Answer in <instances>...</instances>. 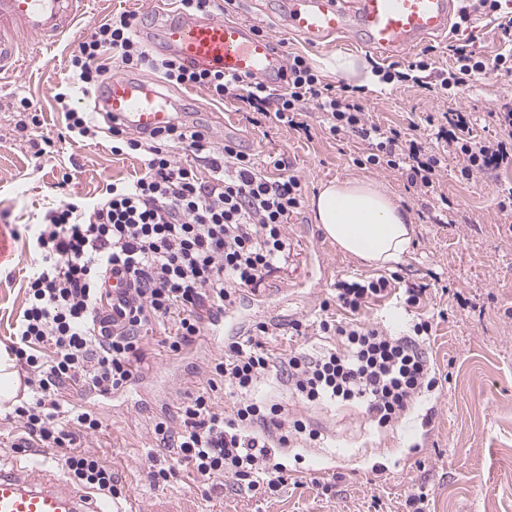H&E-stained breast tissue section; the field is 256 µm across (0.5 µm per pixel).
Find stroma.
I'll return each instance as SVG.
<instances>
[{"instance_id":"obj_1","label":"stroma","mask_w":512,"mask_h":512,"mask_svg":"<svg viewBox=\"0 0 512 512\" xmlns=\"http://www.w3.org/2000/svg\"><path fill=\"white\" fill-rule=\"evenodd\" d=\"M92 9L57 48L32 52L20 70L0 73V348L11 346L24 303L32 262L30 226L63 200L100 197L107 184L130 182L143 173L136 156L112 154L108 132L81 145L69 140L55 107L53 95L71 80L69 55L80 39L112 13L140 14L144 5L142 0H93ZM230 15L273 36L279 52L304 56L325 82L343 80L331 67L336 56L354 57L371 74L369 117L385 127L405 129L413 120L448 110L512 107V76L492 69L457 97L446 98L383 83L378 71L389 63L366 49L342 40L313 47L284 34L277 21L260 13L256 0H238ZM138 78L180 101L185 122L199 126L214 145L231 139L257 157L287 158L306 195H315L330 180L366 178L400 198L413 215L415 238L412 253L395 268V285L425 284L429 291L422 308L405 310L391 297L365 317L394 334L408 332L418 319L433 318L427 353L438 385L393 427L380 429L360 405H306L290 397L281 379L268 378L254 397L287 403L322 434L317 446L301 443L280 451L287 483L275 494L253 496L230 477L207 486L182 473L159 487L151 472L166 452L156 445L154 425L176 420L173 406L205 386L198 368L223 354L224 346L203 340L186 358L175 360L156 332L146 346L139 386L108 401L71 393V403L95 405L103 421L99 434L77 437V448L105 459L123 485V501L149 512H413L408 500L417 494L424 497L422 512H512V213L497 207V186L512 182V168L465 181L460 159L449 158L439 191L453 207L444 213L432 199L417 195L400 172L356 166L355 142L319 131L317 110L306 116L314 129L308 140L285 127L252 126L236 101H211L206 90L172 86L148 71ZM24 97L33 104L31 112L18 108ZM47 139L49 153L39 154ZM288 238L287 262L266 276L255 298L244 300L240 322L314 319L336 280L382 274L337 250L314 224L310 207L289 218ZM441 310L447 319L438 318Z\"/></svg>"}]
</instances>
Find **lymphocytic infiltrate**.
<instances>
[{
  "label": "lymphocytic infiltrate",
  "instance_id": "lymphocytic-infiltrate-1",
  "mask_svg": "<svg viewBox=\"0 0 512 512\" xmlns=\"http://www.w3.org/2000/svg\"><path fill=\"white\" fill-rule=\"evenodd\" d=\"M480 11L498 14L499 47L493 57L481 58L449 42L452 63L440 94H457L489 69L512 75V0H463L459 23ZM140 24L132 12L112 15L71 53L76 82L59 88L54 100L73 142L93 139L100 130L94 113L74 107L73 99L77 91L105 87L110 55L127 70L146 69L171 85L205 89L216 101H240L268 122L295 131L307 130L304 116L316 107L323 133L365 144L354 164L400 171L423 197L436 195L449 157L462 158L460 173L467 180L512 166V109L488 112L499 133L484 140L474 133L475 113L426 116L424 124L437 128L429 143L418 124L404 132L370 120L362 87L324 82L302 55L289 57L282 84L273 89L151 54L137 38ZM109 130L113 154H142L145 172L134 182L109 184L96 200H65L45 212L34 228V263L10 351L28 373L29 398L14 409L24 432L19 447L65 449L63 466L73 482L116 498L121 488L111 466L73 447L77 437L99 432L103 422L93 409L71 404L70 392L90 389L103 397L127 388L142 370L145 337L156 326L166 331L163 344L173 358L186 354L204 335L203 309L235 312L246 292L258 291L265 276L287 262L288 219L301 208L304 192L286 160L259 163L231 141L213 147L183 123L137 138L114 124ZM178 149L192 152L195 164L177 163ZM114 272L132 281L134 303L121 309L122 326L106 339L97 320L104 285ZM391 293L385 276L337 281L334 300L322 301L315 324H290L297 336L313 330L336 338V347L315 356L292 349L272 358L262 343L277 330L270 322L259 323L256 336L232 338L223 356L204 364L205 386L181 403V430L155 424L157 439L170 444L173 459L153 470L155 484L184 470L200 483L230 476L248 491H278L285 477L276 448L315 442L320 434L302 417L288 415L284 405L252 398L256 385L274 374L285 377L289 393L302 403H358L378 427L398 422L437 380L425 352L431 320L414 323L403 336L363 320L370 305ZM334 305L344 319L330 315ZM226 386L237 395L228 412L214 400Z\"/></svg>",
  "mask_w": 512,
  "mask_h": 512
}]
</instances>
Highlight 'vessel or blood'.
I'll use <instances>...</instances> for the list:
<instances>
[{
    "instance_id": "vessel-or-blood-1",
    "label": "vessel or blood",
    "mask_w": 512,
    "mask_h": 512,
    "mask_svg": "<svg viewBox=\"0 0 512 512\" xmlns=\"http://www.w3.org/2000/svg\"><path fill=\"white\" fill-rule=\"evenodd\" d=\"M84 0H0V70L12 68L23 39L37 35L44 47L84 17ZM263 13L281 18L287 32L319 46L345 37L387 60L422 47L448 32L457 0H263ZM140 35L153 48L175 56L186 67L222 71L268 86L279 83L287 67L271 37L221 16H191L171 0H154ZM104 106L113 120L135 132L176 123V100L127 75L113 76ZM48 453H39L31 470L0 469V512H116L111 500L82 492L63 481L46 482Z\"/></svg>"
}]
</instances>
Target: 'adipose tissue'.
<instances>
[{
    "mask_svg": "<svg viewBox=\"0 0 512 512\" xmlns=\"http://www.w3.org/2000/svg\"><path fill=\"white\" fill-rule=\"evenodd\" d=\"M310 205L326 236L362 264L390 268L412 250L410 213L375 181L336 179L321 184Z\"/></svg>",
    "mask_w": 512,
    "mask_h": 512,
    "instance_id": "obj_1",
    "label": "adipose tissue"
}]
</instances>
